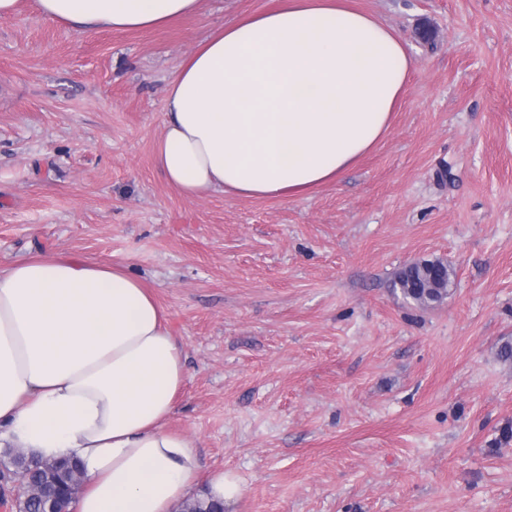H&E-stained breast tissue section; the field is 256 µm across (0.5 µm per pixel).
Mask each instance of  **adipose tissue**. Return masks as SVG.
I'll return each instance as SVG.
<instances>
[{"label": "adipose tissue", "mask_w": 512, "mask_h": 512, "mask_svg": "<svg viewBox=\"0 0 512 512\" xmlns=\"http://www.w3.org/2000/svg\"><path fill=\"white\" fill-rule=\"evenodd\" d=\"M77 30L149 29L201 0H36ZM417 61L346 0L238 18L176 65L155 164L192 199L295 197L390 132ZM185 381L166 312L125 268L70 255L0 269V447L80 462L77 512H173L200 463L166 429Z\"/></svg>", "instance_id": "adipose-tissue-1"}]
</instances>
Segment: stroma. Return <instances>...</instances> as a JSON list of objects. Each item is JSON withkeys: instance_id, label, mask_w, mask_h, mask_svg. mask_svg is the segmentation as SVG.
Returning a JSON list of instances; mask_svg holds the SVG:
<instances>
[{"instance_id": "1", "label": "stroma", "mask_w": 512, "mask_h": 512, "mask_svg": "<svg viewBox=\"0 0 512 512\" xmlns=\"http://www.w3.org/2000/svg\"><path fill=\"white\" fill-rule=\"evenodd\" d=\"M282 0L151 30L0 18V268L126 266L168 313L167 427L227 512H512V0H352L418 65L391 131L304 197H183L154 162L174 66ZM433 33L421 42L418 33ZM441 259L448 297L393 290ZM238 491L236 478L224 470L213 472L207 479L208 499L221 502L223 507L231 504Z\"/></svg>"}]
</instances>
